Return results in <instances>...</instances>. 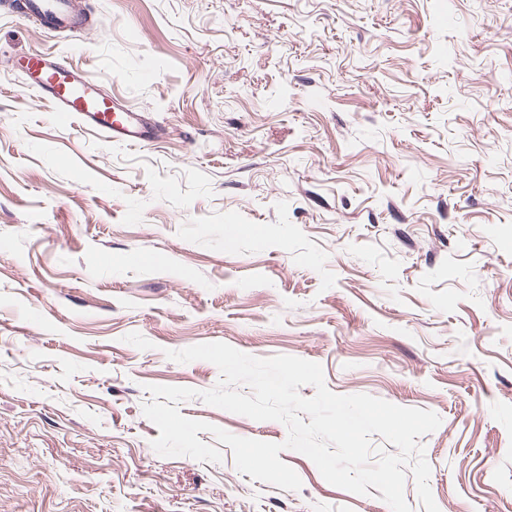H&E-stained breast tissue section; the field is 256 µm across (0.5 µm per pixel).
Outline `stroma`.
<instances>
[{
	"label": "stroma",
	"instance_id": "stroma-1",
	"mask_svg": "<svg viewBox=\"0 0 512 512\" xmlns=\"http://www.w3.org/2000/svg\"><path fill=\"white\" fill-rule=\"evenodd\" d=\"M78 3L0 12V512H391L289 449L297 491L158 455L148 388L214 387L166 356L210 342L437 413L439 512H512V0ZM36 50L156 141L54 120ZM72 0H23L22 9L15 8L10 2H2L6 13H20L25 16L40 17L51 30L76 29L81 24L80 17L75 13Z\"/></svg>",
	"mask_w": 512,
	"mask_h": 512
}]
</instances>
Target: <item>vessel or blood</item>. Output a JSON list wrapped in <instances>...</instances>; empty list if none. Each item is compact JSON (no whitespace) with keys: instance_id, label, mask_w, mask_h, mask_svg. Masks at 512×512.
I'll use <instances>...</instances> for the list:
<instances>
[{"instance_id":"1","label":"vessel or blood","mask_w":512,"mask_h":512,"mask_svg":"<svg viewBox=\"0 0 512 512\" xmlns=\"http://www.w3.org/2000/svg\"><path fill=\"white\" fill-rule=\"evenodd\" d=\"M22 15L41 18L52 30L75 29L81 24L71 0H22ZM29 87L41 99L56 106L61 121H77L84 128L103 133L110 142L141 145L154 129L145 116L106 102L95 80L42 54L26 63Z\"/></svg>"}]
</instances>
